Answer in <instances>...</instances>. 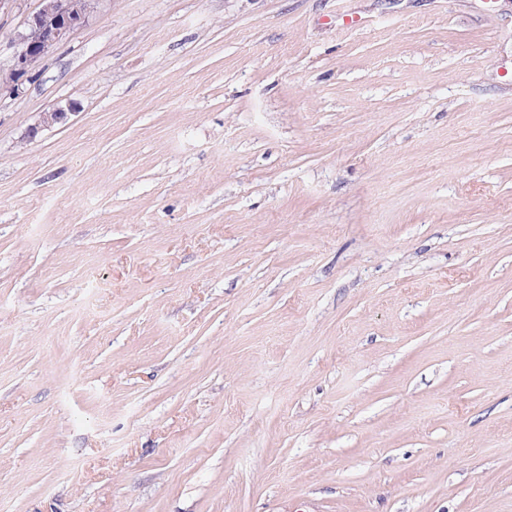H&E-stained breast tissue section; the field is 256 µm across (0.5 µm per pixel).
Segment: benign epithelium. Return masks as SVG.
Segmentation results:
<instances>
[{
  "instance_id": "obj_1",
  "label": "benign epithelium",
  "mask_w": 512,
  "mask_h": 512,
  "mask_svg": "<svg viewBox=\"0 0 512 512\" xmlns=\"http://www.w3.org/2000/svg\"><path fill=\"white\" fill-rule=\"evenodd\" d=\"M95 15L96 12L87 10L80 0H53L50 5L30 15L15 34L18 49L11 68L0 71V93L6 91L13 96L20 95L24 79L40 60ZM29 28L37 30L36 39H30L27 34ZM71 113H75L72 106L43 113L41 123L28 129L25 140L35 139L43 128L67 120Z\"/></svg>"
}]
</instances>
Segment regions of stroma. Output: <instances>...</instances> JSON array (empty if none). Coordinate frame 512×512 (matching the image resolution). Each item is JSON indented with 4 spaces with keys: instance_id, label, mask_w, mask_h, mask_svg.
Returning <instances> with one entry per match:
<instances>
[{
    "instance_id": "1",
    "label": "stroma",
    "mask_w": 512,
    "mask_h": 512,
    "mask_svg": "<svg viewBox=\"0 0 512 512\" xmlns=\"http://www.w3.org/2000/svg\"><path fill=\"white\" fill-rule=\"evenodd\" d=\"M0 512H512V0H102L0 95ZM67 110L70 112H66L65 109L59 107L53 109L52 112L43 113L41 123L38 126L35 125L28 129L26 136L23 138L25 139L24 141L35 139L40 131H42V128L66 121L69 115L76 113L73 106H68Z\"/></svg>"
}]
</instances>
